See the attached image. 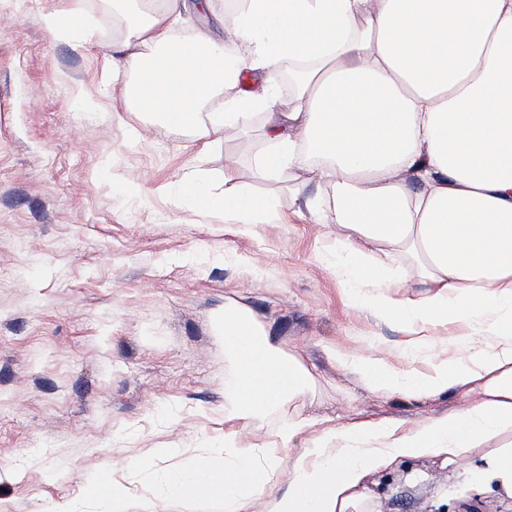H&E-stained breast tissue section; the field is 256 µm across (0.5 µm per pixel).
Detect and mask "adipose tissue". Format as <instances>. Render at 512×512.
Instances as JSON below:
<instances>
[{
    "mask_svg": "<svg viewBox=\"0 0 512 512\" xmlns=\"http://www.w3.org/2000/svg\"><path fill=\"white\" fill-rule=\"evenodd\" d=\"M118 29L103 44L128 111L174 132L194 131L196 163L177 178L183 200L228 224L275 223L277 203L240 191L243 176L311 170L330 192L318 223H336L337 250L359 304L403 323L411 353L432 348L430 327L459 324L460 356L399 372L369 353L354 361L367 386L390 394H475L414 431L335 425L305 437L293 415L274 442L240 447L224 433L222 462L193 475L163 473L160 495L223 501L224 512H373L360 486L377 469L443 458L467 485L512 498V0H240L215 40L183 26L186 0H101ZM82 0H62L44 23L84 42ZM304 62L287 108L276 102L282 62ZM222 111H210L216 98ZM265 112L267 148L249 172L224 168L231 191L202 177L213 137ZM406 260L413 300L390 292L386 260ZM224 383L243 423L294 401L311 385L299 357L282 356L253 317L224 310ZM296 449L287 489L269 485L279 452Z\"/></svg>",
    "mask_w": 512,
    "mask_h": 512,
    "instance_id": "obj_1",
    "label": "adipose tissue"
}]
</instances>
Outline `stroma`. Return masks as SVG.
<instances>
[{
  "instance_id": "stroma-1",
  "label": "stroma",
  "mask_w": 512,
  "mask_h": 512,
  "mask_svg": "<svg viewBox=\"0 0 512 512\" xmlns=\"http://www.w3.org/2000/svg\"><path fill=\"white\" fill-rule=\"evenodd\" d=\"M59 0H0V512H103L100 473L120 483L128 512H221L155 494L138 464L182 470L224 452V308L248 310L281 355L313 379L287 409L254 420L250 443L271 441L289 412L307 436L354 421L415 429L476 399L461 390L418 399L369 388L354 358L375 353L409 368L399 322L353 303L336 253V225L316 223L327 192L310 173L249 180L281 221L249 229L186 205L176 176L194 161L193 133L126 111L98 42L113 20L86 0L82 48L43 18ZM262 122L228 129L205 177L249 168ZM136 177L140 190L121 176ZM379 512H512V499L474 495L428 457L369 474Z\"/></svg>"
}]
</instances>
